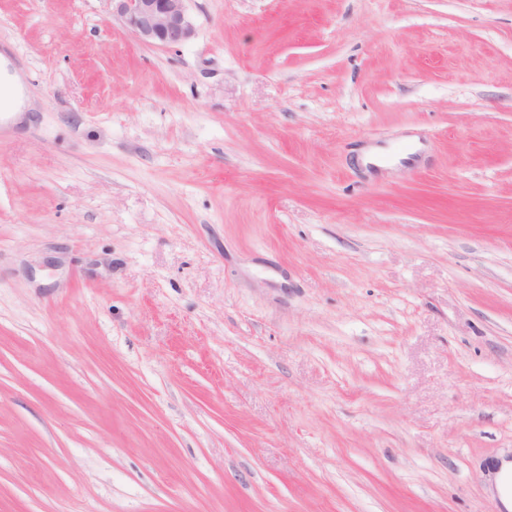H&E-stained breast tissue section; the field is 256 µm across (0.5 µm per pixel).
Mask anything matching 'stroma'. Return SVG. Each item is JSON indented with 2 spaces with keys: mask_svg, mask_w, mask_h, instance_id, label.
<instances>
[{
  "mask_svg": "<svg viewBox=\"0 0 512 512\" xmlns=\"http://www.w3.org/2000/svg\"><path fill=\"white\" fill-rule=\"evenodd\" d=\"M0 0V512H499L512 0ZM112 15L141 42L163 47L182 45L195 35L189 0H111Z\"/></svg>",
  "mask_w": 512,
  "mask_h": 512,
  "instance_id": "stroma-1",
  "label": "stroma"
}]
</instances>
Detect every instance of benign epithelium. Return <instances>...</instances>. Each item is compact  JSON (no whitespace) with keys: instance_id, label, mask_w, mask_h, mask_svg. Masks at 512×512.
I'll use <instances>...</instances> for the list:
<instances>
[{"instance_id":"7a95c632","label":"benign epithelium","mask_w":512,"mask_h":512,"mask_svg":"<svg viewBox=\"0 0 512 512\" xmlns=\"http://www.w3.org/2000/svg\"><path fill=\"white\" fill-rule=\"evenodd\" d=\"M188 0H112V14L141 42L182 45L195 35Z\"/></svg>"}]
</instances>
